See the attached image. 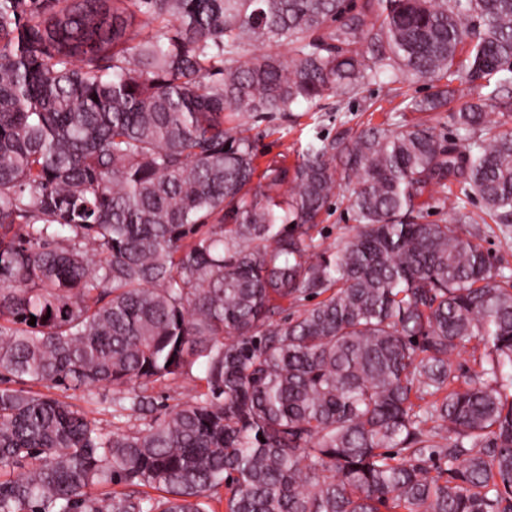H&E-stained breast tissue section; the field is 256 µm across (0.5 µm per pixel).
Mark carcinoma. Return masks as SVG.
I'll return each instance as SVG.
<instances>
[{
	"label": "carcinoma",
	"instance_id": "carcinoma-1",
	"mask_svg": "<svg viewBox=\"0 0 512 512\" xmlns=\"http://www.w3.org/2000/svg\"><path fill=\"white\" fill-rule=\"evenodd\" d=\"M349 2L0 0V512H512V275L462 231L512 223V0ZM383 76L428 119L254 183L250 120ZM192 373L110 431L36 390ZM354 224L348 203L343 192H337L327 213L322 215L321 223L315 229L316 240L324 246L335 245L348 232L349 226ZM195 383L189 378L170 380L162 385H156L150 390L155 398V411L153 416L163 414L166 409L176 405L190 402L195 395L192 387Z\"/></svg>",
	"mask_w": 512,
	"mask_h": 512
}]
</instances>
